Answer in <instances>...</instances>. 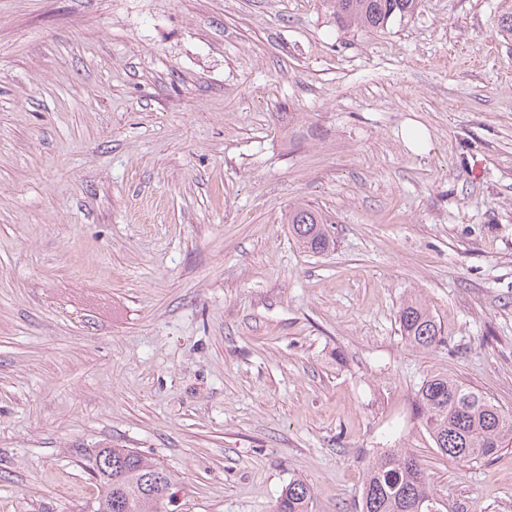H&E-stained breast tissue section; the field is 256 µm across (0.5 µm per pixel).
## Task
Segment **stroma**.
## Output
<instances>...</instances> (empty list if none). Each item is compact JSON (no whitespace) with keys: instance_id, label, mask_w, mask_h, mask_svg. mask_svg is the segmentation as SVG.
<instances>
[{"instance_id":"obj_1","label":"stroma","mask_w":512,"mask_h":512,"mask_svg":"<svg viewBox=\"0 0 512 512\" xmlns=\"http://www.w3.org/2000/svg\"><path fill=\"white\" fill-rule=\"evenodd\" d=\"M511 7L0 0V512H88L104 447L177 477L163 512H273L297 477L356 512L394 448L449 512H512V446L448 460L416 410L442 372L512 414ZM420 0H332L336 23L342 28L356 26L367 31L411 18ZM287 224L293 237L312 253L323 254L334 244L326 217L309 206L298 205L288 211ZM400 332L414 349L429 350L442 343L441 327L416 298H408L399 310Z\"/></svg>"}]
</instances>
